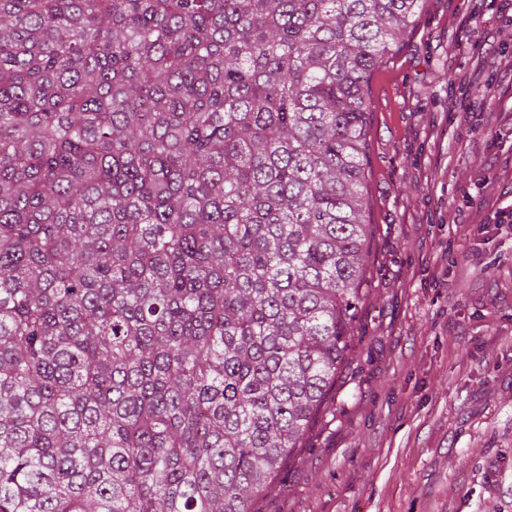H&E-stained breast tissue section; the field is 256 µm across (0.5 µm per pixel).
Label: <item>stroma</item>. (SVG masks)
Instances as JSON below:
<instances>
[{"mask_svg":"<svg viewBox=\"0 0 512 512\" xmlns=\"http://www.w3.org/2000/svg\"><path fill=\"white\" fill-rule=\"evenodd\" d=\"M511 58L512 0H428L374 75L354 349L254 512H512Z\"/></svg>","mask_w":512,"mask_h":512,"instance_id":"35a3bbf8","label":"stroma"}]
</instances>
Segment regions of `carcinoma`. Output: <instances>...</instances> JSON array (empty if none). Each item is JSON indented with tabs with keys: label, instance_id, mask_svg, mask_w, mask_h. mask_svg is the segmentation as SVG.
I'll return each mask as SVG.
<instances>
[{
	"label": "carcinoma",
	"instance_id": "cac0c4a2",
	"mask_svg": "<svg viewBox=\"0 0 512 512\" xmlns=\"http://www.w3.org/2000/svg\"><path fill=\"white\" fill-rule=\"evenodd\" d=\"M427 0H0V512H252L352 353L368 84Z\"/></svg>",
	"mask_w": 512,
	"mask_h": 512
}]
</instances>
